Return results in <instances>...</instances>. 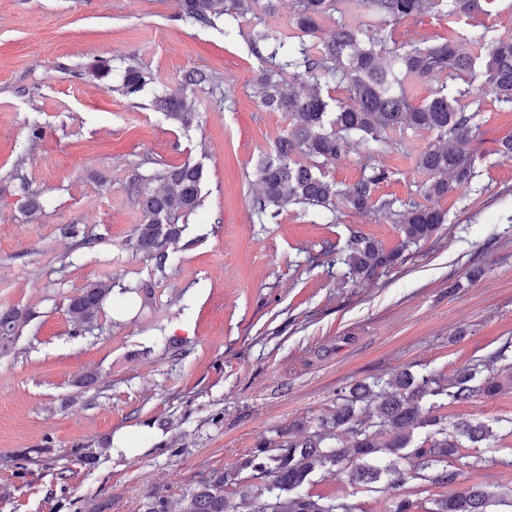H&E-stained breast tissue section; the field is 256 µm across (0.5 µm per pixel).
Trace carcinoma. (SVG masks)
I'll use <instances>...</instances> for the list:
<instances>
[{
    "label": "carcinoma",
    "instance_id": "obj_1",
    "mask_svg": "<svg viewBox=\"0 0 512 512\" xmlns=\"http://www.w3.org/2000/svg\"><path fill=\"white\" fill-rule=\"evenodd\" d=\"M281 0H180L181 17L202 26L224 27L226 34L242 36L262 64L253 97L269 111L281 112L288 128L255 166L261 193L254 210L261 218H276L294 204L311 207L323 220L338 218L344 209L383 211L397 224L398 246L386 250L371 239L356 235L347 249L336 252L334 262L344 268V278L369 280L389 272L405 251L426 241L447 223L438 201L475 177L471 142L480 128L481 108L467 92L448 90V82L420 104L412 102L407 78H478L483 88L505 105L512 104V39L488 43L475 33L465 44L450 37L429 46L403 52L387 48L382 24L440 12L473 16L485 11L489 0H294L293 16L286 26L274 25ZM347 4L379 23L336 21L327 37L319 36L323 21ZM251 16L243 29L241 19ZM154 77L133 65L126 66L116 91L138 95ZM343 85L348 100L324 96L322 89ZM154 108L182 127L192 124L195 113L182 96L155 98ZM427 131L435 141L420 150L415 167L427 176L420 194L423 201L390 199L378 202L374 193L387 179V171L373 167L354 183L340 188L327 179L324 168L362 145L379 153L395 145L392 133ZM311 164L303 165L297 157ZM203 170L190 161L177 167L153 168L137 174L130 183L143 220L135 229L134 248L160 271L176 260L186 216L200 205ZM157 184L153 189L150 184ZM109 289L91 284L68 299L67 312L78 328L90 330L107 301ZM19 314L0 311V344L18 335ZM490 360L476 358L448 384L436 377L416 378L401 372L387 383H357L337 398L336 410L314 425L305 422L260 441L242 467L251 470L217 473L178 502V512H358L346 499L326 500L301 492L323 470L341 466L358 483L372 484L389 477L397 489L408 480L435 487L454 484L459 472L448 469L461 441L488 442L495 436L488 426L458 421L449 426L432 408L423 406L428 396H444L451 403L473 402L512 389V361L501 367L505 376L480 378ZM351 434L348 448H335L336 430ZM430 429L419 443L417 430ZM491 506L512 508L508 498L492 500L478 486L430 501V506L395 495L390 512H491ZM142 512H171L167 497L146 495Z\"/></svg>",
    "mask_w": 512,
    "mask_h": 512
}]
</instances>
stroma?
I'll return each instance as SVG.
<instances>
[{
	"instance_id": "obj_1",
	"label": "stroma",
	"mask_w": 512,
	"mask_h": 512,
	"mask_svg": "<svg viewBox=\"0 0 512 512\" xmlns=\"http://www.w3.org/2000/svg\"><path fill=\"white\" fill-rule=\"evenodd\" d=\"M179 12V0H0V310L27 318L0 350V512H141L151 491L175 502L239 467L260 440L332 414L355 382L403 370L448 381L472 357L512 356V156L501 151L512 108L480 82L449 81L482 104L476 178L440 199L447 224L404 262L348 282L330 249H346L356 233L394 249L396 225L352 210L329 223L295 205L259 220L254 163L286 118L254 98L261 64L241 36ZM389 29L398 48L475 29L493 42L512 37V0L485 15L431 12ZM101 59L113 67L104 79L89 73ZM131 63L156 81L129 98L115 87ZM194 69L210 83L182 88ZM177 89L196 114L188 128L152 106ZM402 140L375 155L351 150L326 175L344 187L381 167L378 197H415L424 176L414 158L433 137ZM147 157L203 169L201 205L162 272L130 245L141 212L128 184ZM31 198L40 208H27ZM68 224L94 246L65 235ZM93 283L110 294L88 331L66 305ZM136 283L145 293L128 292ZM423 404L496 434L460 450L458 489L512 490V392ZM129 426L146 427L148 446L113 456V433ZM306 490L361 512L390 506V491L339 467Z\"/></svg>"
}]
</instances>
